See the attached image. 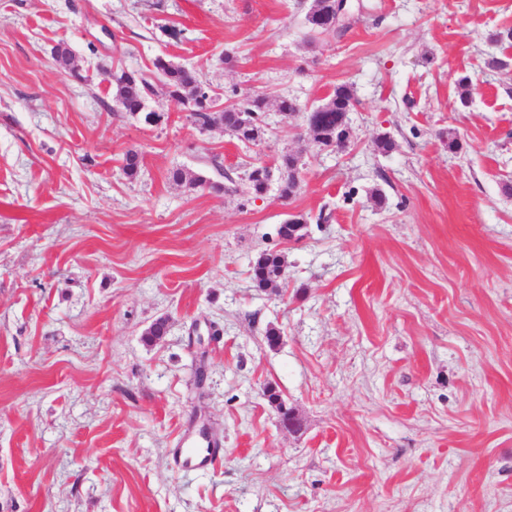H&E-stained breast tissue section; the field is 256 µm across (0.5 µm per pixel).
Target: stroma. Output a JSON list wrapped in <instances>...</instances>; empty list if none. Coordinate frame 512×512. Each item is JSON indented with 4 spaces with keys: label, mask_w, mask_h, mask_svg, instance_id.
Listing matches in <instances>:
<instances>
[{
    "label": "stroma",
    "mask_w": 512,
    "mask_h": 512,
    "mask_svg": "<svg viewBox=\"0 0 512 512\" xmlns=\"http://www.w3.org/2000/svg\"><path fill=\"white\" fill-rule=\"evenodd\" d=\"M351 3L310 43L311 0H0V512H512V43L493 39L512 0ZM159 56L266 97L262 140L196 129L160 84L161 123L123 112L103 70ZM339 84L357 105L336 153L304 112ZM288 152L293 198L242 195ZM264 250L288 264L275 290L252 283ZM204 425L222 456L182 474ZM271 181L270 167L253 165L245 176V193L251 199L263 198L269 190ZM169 179L175 183H186L192 188L209 189L214 193L224 191V185L212 182L206 176L200 173H191L182 168H173L169 171ZM277 234L285 241H299L307 234V223L302 215H292L279 225Z\"/></svg>",
    "instance_id": "obj_1"
}]
</instances>
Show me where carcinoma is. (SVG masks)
Returning <instances> with one entry per match:
<instances>
[{"instance_id": "1", "label": "carcinoma", "mask_w": 512, "mask_h": 512, "mask_svg": "<svg viewBox=\"0 0 512 512\" xmlns=\"http://www.w3.org/2000/svg\"><path fill=\"white\" fill-rule=\"evenodd\" d=\"M308 40L314 41L322 35H334L343 31L346 25H336L335 0H312L306 14ZM156 79L161 82L169 97L189 112L192 124L201 130L221 124L224 130L234 134L242 142H255L261 138L265 129L262 114L266 110V98L255 96L240 104H226L211 93L193 69L173 63L163 57L154 61ZM112 98L120 108L132 115H143L147 124H158L164 114L148 109V99L153 94L151 78L135 73L121 71L112 75ZM356 98L350 86H337L325 101L307 111V126L313 141L319 147L343 152L349 146L347 114L354 107ZM141 170V157L136 151L125 154L123 171L129 178L138 176ZM280 181L279 197L291 199L298 191V158L292 154L281 157L278 165ZM169 179L175 183H185L192 188L209 189L214 193L224 191V185L211 181L200 173H191L182 168L169 171ZM271 181L270 167L254 165L245 176V193L252 199L266 195ZM278 236L285 241H298L307 234V223L300 215L288 218L277 229ZM252 278L255 286L261 290L275 288L288 278V265L283 254L263 251L252 264ZM168 333V318L155 319L143 332V341L155 344Z\"/></svg>"}]
</instances>
